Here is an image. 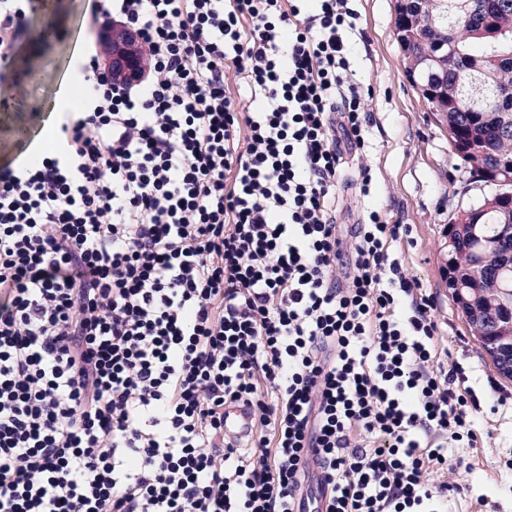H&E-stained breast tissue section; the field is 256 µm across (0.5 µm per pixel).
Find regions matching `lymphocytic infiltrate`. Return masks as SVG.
Here are the masks:
<instances>
[{
	"label": "lymphocytic infiltrate",
	"mask_w": 512,
	"mask_h": 512,
	"mask_svg": "<svg viewBox=\"0 0 512 512\" xmlns=\"http://www.w3.org/2000/svg\"><path fill=\"white\" fill-rule=\"evenodd\" d=\"M32 7L0 0L1 66ZM115 18L152 79L86 51L87 109L0 170V512H442L480 403L408 225L336 222L349 0H92Z\"/></svg>",
	"instance_id": "lymphocytic-infiltrate-1"
}]
</instances>
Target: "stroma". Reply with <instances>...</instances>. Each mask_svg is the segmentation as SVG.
Returning <instances> with one entry per match:
<instances>
[{
  "label": "stroma",
  "instance_id": "35a3bbf8",
  "mask_svg": "<svg viewBox=\"0 0 512 512\" xmlns=\"http://www.w3.org/2000/svg\"><path fill=\"white\" fill-rule=\"evenodd\" d=\"M396 0H351L357 14L349 34L354 79L370 89L364 149L346 151L336 184V221L355 224L378 210L391 224L411 227L393 253L436 302L440 346L462 364L467 385L481 401L474 420L476 448H452L449 464L465 489L448 499V512H512V380L497 376L490 358L469 335L445 278V232L455 208L467 205L468 177L448 132L408 81L395 32ZM88 0H37L12 65L0 79V168L23 154L46 121L68 106L57 91L63 77L80 73L88 41ZM370 167V196H361L359 172ZM506 396L494 405L490 392Z\"/></svg>",
  "mask_w": 512,
  "mask_h": 512
}]
</instances>
